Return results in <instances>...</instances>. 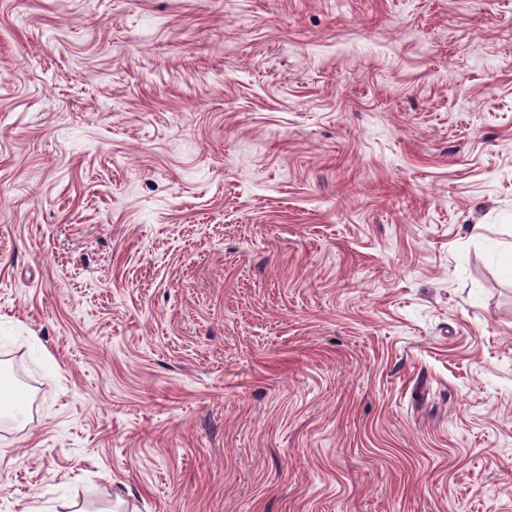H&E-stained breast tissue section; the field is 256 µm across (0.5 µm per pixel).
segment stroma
Returning <instances> with one entry per match:
<instances>
[{
    "label": "stroma",
    "mask_w": 512,
    "mask_h": 512,
    "mask_svg": "<svg viewBox=\"0 0 512 512\" xmlns=\"http://www.w3.org/2000/svg\"><path fill=\"white\" fill-rule=\"evenodd\" d=\"M508 242L512 0H0V512H512Z\"/></svg>",
    "instance_id": "stroma-1"
}]
</instances>
